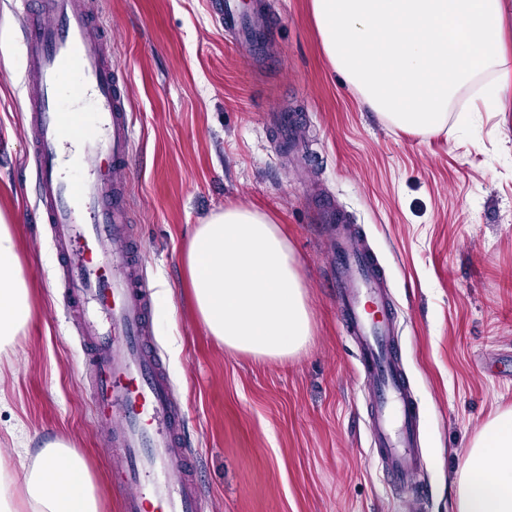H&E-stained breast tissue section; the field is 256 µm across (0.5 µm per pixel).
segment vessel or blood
<instances>
[{
	"label": "vessel or blood",
	"mask_w": 512,
	"mask_h": 512,
	"mask_svg": "<svg viewBox=\"0 0 512 512\" xmlns=\"http://www.w3.org/2000/svg\"><path fill=\"white\" fill-rule=\"evenodd\" d=\"M216 10L239 46L258 49L265 26L258 9L217 0ZM17 11L36 209L56 252L64 303L78 315L90 402L107 429L123 489L121 512H204L186 420L154 340L149 282L119 176L133 156L134 132L106 30L86 0H51L47 16L32 0H17ZM322 210L336 227V295L368 384L371 444L390 484L402 488L414 482L422 460L395 325L368 315L369 307L389 308L386 273L346 233L334 206Z\"/></svg>",
	"instance_id": "vessel-or-blood-1"
}]
</instances>
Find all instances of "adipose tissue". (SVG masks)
I'll use <instances>...</instances> for the list:
<instances>
[{
	"instance_id": "obj_1",
	"label": "adipose tissue",
	"mask_w": 512,
	"mask_h": 512,
	"mask_svg": "<svg viewBox=\"0 0 512 512\" xmlns=\"http://www.w3.org/2000/svg\"><path fill=\"white\" fill-rule=\"evenodd\" d=\"M507 0H311L322 50L361 102L405 132L465 120L460 91L477 75L499 104L512 84ZM195 311L226 349L257 358L298 354L312 334L305 289L279 225L254 207L230 206L194 225L182 254ZM33 316L12 213L0 210V351ZM0 512H99L79 449L53 440L26 465L21 487ZM455 512H512V410L483 427L458 464Z\"/></svg>"
}]
</instances>
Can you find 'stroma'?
<instances>
[{
    "label": "stroma",
    "mask_w": 512,
    "mask_h": 512,
    "mask_svg": "<svg viewBox=\"0 0 512 512\" xmlns=\"http://www.w3.org/2000/svg\"><path fill=\"white\" fill-rule=\"evenodd\" d=\"M88 2L133 109L135 150L121 177L155 336L200 455L205 512H454L462 449L512 409V87L499 95L503 111L404 132L327 61L310 0H264L273 31L254 56L225 32L213 0ZM1 42L12 51L0 58V209L20 227L34 315L0 352V468L21 480L19 447L65 440L84 454L100 512H120L77 323L38 226L13 0H0ZM271 112L296 115L300 154L277 140ZM320 198L334 200L389 277L421 414L425 466L412 489L388 485L371 446L367 384L332 288L336 227L321 221ZM230 204L275 217L298 260L313 335L286 361L227 350L197 320L183 243Z\"/></svg>",
    "instance_id": "obj_1"
}]
</instances>
